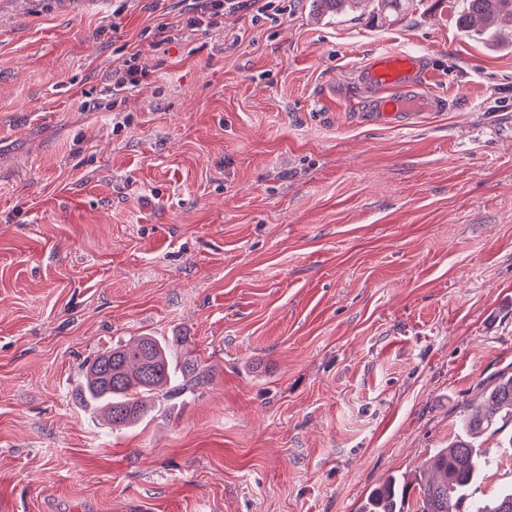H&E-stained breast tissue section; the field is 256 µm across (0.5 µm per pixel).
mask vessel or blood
Wrapping results in <instances>:
<instances>
[{
	"mask_svg": "<svg viewBox=\"0 0 512 512\" xmlns=\"http://www.w3.org/2000/svg\"><path fill=\"white\" fill-rule=\"evenodd\" d=\"M433 67L427 54L412 49L370 54L354 71V80L369 95L375 121L410 125L422 112L446 110L444 98L428 89Z\"/></svg>",
	"mask_w": 512,
	"mask_h": 512,
	"instance_id": "b4317fda",
	"label": "vessel or blood"
}]
</instances>
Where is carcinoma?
I'll return each instance as SVG.
<instances>
[{"instance_id":"cac0c4a2","label":"carcinoma","mask_w":512,"mask_h":512,"mask_svg":"<svg viewBox=\"0 0 512 512\" xmlns=\"http://www.w3.org/2000/svg\"><path fill=\"white\" fill-rule=\"evenodd\" d=\"M326 14L359 13L387 21L413 0H316ZM460 27L496 44L512 39V0H463ZM186 337L139 336L100 351L87 365L79 401L99 407L115 430L132 427L155 401L176 397L207 382V374L178 352ZM478 402L460 406L458 433L448 447L425 465L427 479L390 477L374 487L361 512H512V490L503 491L494 505L475 501L471 487L484 476L486 462L476 438L487 431L512 426V372H500L482 386Z\"/></svg>"}]
</instances>
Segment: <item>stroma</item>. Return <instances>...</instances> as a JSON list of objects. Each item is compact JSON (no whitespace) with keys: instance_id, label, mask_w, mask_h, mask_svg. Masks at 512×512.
Segmentation results:
<instances>
[{"instance_id":"obj_1","label":"stroma","mask_w":512,"mask_h":512,"mask_svg":"<svg viewBox=\"0 0 512 512\" xmlns=\"http://www.w3.org/2000/svg\"><path fill=\"white\" fill-rule=\"evenodd\" d=\"M184 8L0 0V512H360L512 368V46L462 0ZM401 46L448 109L370 124L353 71ZM173 335L205 385L124 431L77 403ZM482 448L490 499L512 447ZM187 15L186 26L194 29L201 25L214 26L223 23L224 13L248 10L256 15H264L271 10L282 11L276 0H183ZM277 2H279L277 4ZM326 14L342 15L359 12V17L367 16L371 20L390 21L407 9L413 0H313ZM137 56H131L122 69L112 73V79L117 88L135 87L142 83L147 76L145 68L137 64Z\"/></svg>"}]
</instances>
